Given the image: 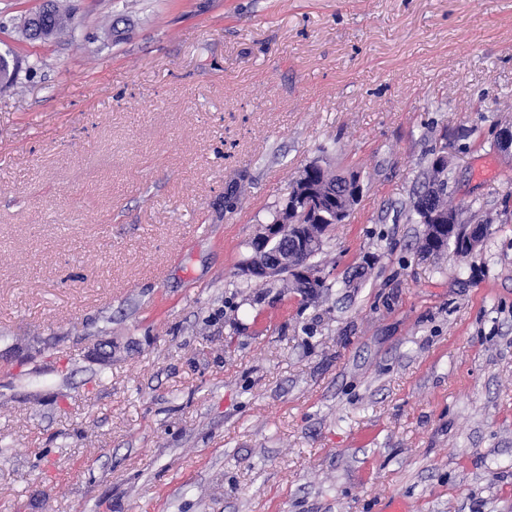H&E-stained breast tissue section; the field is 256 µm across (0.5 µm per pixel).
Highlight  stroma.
I'll return each instance as SVG.
<instances>
[{"instance_id": "stroma-1", "label": "stroma", "mask_w": 512, "mask_h": 512, "mask_svg": "<svg viewBox=\"0 0 512 512\" xmlns=\"http://www.w3.org/2000/svg\"><path fill=\"white\" fill-rule=\"evenodd\" d=\"M41 3L0 0V512H512V0ZM438 155L466 258L409 219ZM322 156L324 288L239 277ZM48 5L49 9H47L46 13L44 14V18L46 20L44 26L47 29V40L38 38L34 33L30 35L25 34L27 39L40 40L45 42L61 38L64 35L72 33L73 27L71 25V17L60 4V1L49 0ZM36 33H39L40 37L42 38L46 37L42 26L37 28ZM301 175L306 176L311 185H314L316 183L321 184L335 194L336 203L335 205H331L332 208H334L333 211H335L336 209L335 221L323 220L321 224H316L319 225L320 227H323V224H326L325 228L327 231H329L332 225L341 222L348 216H345V214L342 215L341 217L338 216V212H343L345 210V201L342 199V189H337V187L339 186V182L342 181V177L340 174H337L335 171L331 170L327 165H325L323 168L315 169L313 176L310 175L305 169L302 170ZM433 201H430L428 199L423 200V207L427 211V217L426 220L429 221V224L435 225V228L438 230L442 229L441 225H448V229L457 226V225H466L467 226V237L465 241V246L467 250L469 251V255H472L475 251V247L482 241L485 234H487V224H481L480 220H475L473 224H453L452 220L448 218V215L442 214L440 211L433 208ZM414 211L420 218V223L425 224L421 222L422 217H424V214L420 208V205L418 203H414ZM429 224H425V234L423 238V244H425L426 248L429 250H434V252H440L444 248L448 247L451 243L455 247V243L453 240L448 241L447 239L444 241L436 243L435 245H432L429 241L428 234H429ZM467 256V257H468Z\"/></svg>"}]
</instances>
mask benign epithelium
Listing matches in <instances>:
<instances>
[{
	"label": "benign epithelium",
	"instance_id": "benign-epithelium-1",
	"mask_svg": "<svg viewBox=\"0 0 512 512\" xmlns=\"http://www.w3.org/2000/svg\"><path fill=\"white\" fill-rule=\"evenodd\" d=\"M298 200L286 202L281 210V216L276 224H267L255 240V247L266 255L259 265L246 264L241 267V276L247 279H267L282 273L288 274L301 288H307L316 281L317 274L304 258L305 241L309 225L297 221L303 212L321 213L326 210L329 200L315 196L306 188V183L297 187ZM423 207L427 211L426 220L440 230L446 225L454 224L447 215L433 208V202L426 199ZM487 234V225L476 220L467 225L465 246L469 253H474L475 247Z\"/></svg>",
	"mask_w": 512,
	"mask_h": 512
}]
</instances>
